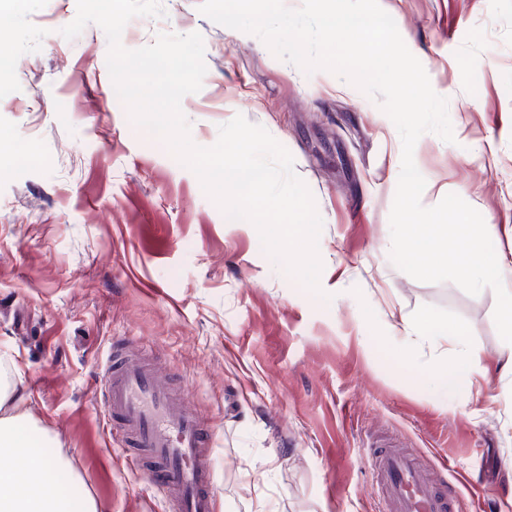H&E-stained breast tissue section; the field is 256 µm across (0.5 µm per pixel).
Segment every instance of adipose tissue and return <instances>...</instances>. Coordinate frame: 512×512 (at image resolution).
Here are the masks:
<instances>
[{"label":"adipose tissue","instance_id":"obj_1","mask_svg":"<svg viewBox=\"0 0 512 512\" xmlns=\"http://www.w3.org/2000/svg\"><path fill=\"white\" fill-rule=\"evenodd\" d=\"M456 242L454 254H446L438 246L444 233ZM494 224H474L468 215L460 214L454 224H413L400 241L401 249L417 262L427 265L453 258L463 278L478 282L494 278L504 282L505 302L501 315L512 334V260L493 256L481 249L483 242L496 237ZM18 398L13 380L0 381V512H100L97 501L88 494L72 495L62 500L59 495L45 493L44 476L53 471L70 470L65 457L44 451L32 430L11 409Z\"/></svg>","mask_w":512,"mask_h":512}]
</instances>
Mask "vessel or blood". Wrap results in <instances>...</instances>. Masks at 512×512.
Segmentation results:
<instances>
[{"instance_id":"b4317fda","label":"vessel or blood","mask_w":512,"mask_h":512,"mask_svg":"<svg viewBox=\"0 0 512 512\" xmlns=\"http://www.w3.org/2000/svg\"><path fill=\"white\" fill-rule=\"evenodd\" d=\"M100 370L95 401L123 443L136 448L132 469L160 489L167 512H215L206 425L189 396L161 385L152 354L142 349L117 365L105 361ZM363 454L382 512H459L457 485L420 449L372 437Z\"/></svg>"}]
</instances>
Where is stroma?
Listing matches in <instances>:
<instances>
[{
  "label": "stroma",
  "instance_id": "stroma-1",
  "mask_svg": "<svg viewBox=\"0 0 512 512\" xmlns=\"http://www.w3.org/2000/svg\"><path fill=\"white\" fill-rule=\"evenodd\" d=\"M121 42L201 33L207 73L182 111L209 147L243 115L292 155L323 220L321 294L286 275L255 226L227 218L165 143L134 124L111 80L109 44L60 30L76 0H0V362L17 411L70 458L101 512H161L97 410L110 342L150 349L164 380L209 423L216 512H378L360 454L388 436L447 458L462 512H512V377L492 289L416 280L390 260L402 144L378 100L326 70L304 73L255 35L160 0ZM433 90L454 140L423 134L415 164L432 207L459 195L499 227L485 249L512 260V0H379ZM464 333L487 376L451 348L399 331ZM450 370L453 388L431 381ZM494 495H486V488Z\"/></svg>",
  "mask_w": 512,
  "mask_h": 512
}]
</instances>
